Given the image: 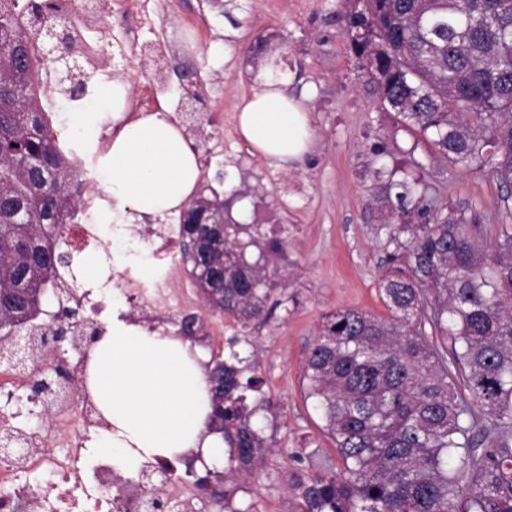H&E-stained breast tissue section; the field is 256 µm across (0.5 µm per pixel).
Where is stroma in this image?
I'll use <instances>...</instances> for the list:
<instances>
[{
	"label": "stroma",
	"instance_id": "35a3bbf8",
	"mask_svg": "<svg viewBox=\"0 0 512 512\" xmlns=\"http://www.w3.org/2000/svg\"><path fill=\"white\" fill-rule=\"evenodd\" d=\"M344 0H235L229 15L206 0H166L164 22L185 52L165 73L128 74L129 95L166 86L163 101L177 113L176 124L193 139L198 152L209 153L200 185L232 198L231 216L263 229L288 227V247L275 262L278 309L264 320L241 327L232 316L205 311V328L224 330L222 343L206 337L191 340L203 362L230 360L232 353L255 356L262 389L272 412H258L270 450L265 472L243 481L240 499L251 512H300L287 487L299 467L294 453L311 440L314 454L306 472L341 473L333 441L319 429L321 419L302 387L309 347L328 313L359 309L378 316L387 310L378 293L388 250L377 225L389 223L380 187L391 172L406 166L413 149L423 179L439 199L477 215L487 230L512 224V194L496 177L477 168L462 169L435 159L423 136L402 127L381 104L350 49L345 31ZM265 38L280 62V84L309 97L313 140L302 167L274 170L257 152H240L242 136L235 116L253 86L249 53L256 38ZM191 72L203 85V99L189 105L177 79ZM51 126L63 151H75L77 179L96 181V154L75 148L60 121L58 107L44 100Z\"/></svg>",
	"mask_w": 512,
	"mask_h": 512
}]
</instances>
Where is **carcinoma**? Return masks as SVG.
<instances>
[{"label":"carcinoma","instance_id":"cac0c4a2","mask_svg":"<svg viewBox=\"0 0 512 512\" xmlns=\"http://www.w3.org/2000/svg\"><path fill=\"white\" fill-rule=\"evenodd\" d=\"M57 10L56 0H0V47L13 51L0 55V320L28 336L48 288L64 315L58 329L70 332L78 313L67 280L75 259L62 250L76 168L40 97L43 62L66 66L39 52L36 28ZM345 19L370 28L351 51L403 126L453 165L512 184V0H358ZM381 194L397 210L378 228L397 265L379 283L388 315L329 314L303 368L343 471L296 472L291 487L303 512H512V224L487 241L477 216L437 204L422 178L389 179ZM219 201L214 192L189 202L198 223L180 221V255L206 309L245 328L283 305L271 300L265 253L284 252L288 228L261 243L257 225L215 223ZM232 358L208 365L209 429L229 445L218 473L231 484L217 496L226 505L241 470L267 464L249 422L262 379Z\"/></svg>","mask_w":512,"mask_h":512}]
</instances>
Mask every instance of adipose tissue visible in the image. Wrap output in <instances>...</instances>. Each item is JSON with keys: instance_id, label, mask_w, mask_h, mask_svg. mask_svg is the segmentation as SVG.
I'll return each mask as SVG.
<instances>
[{"instance_id": "ef3b65f1", "label": "adipose tissue", "mask_w": 512, "mask_h": 512, "mask_svg": "<svg viewBox=\"0 0 512 512\" xmlns=\"http://www.w3.org/2000/svg\"><path fill=\"white\" fill-rule=\"evenodd\" d=\"M127 88L98 86L81 111L66 113L69 136L96 145L105 117L120 119ZM251 146L278 164L303 163L311 142L308 111L287 91L264 82L237 116ZM96 171L116 207L154 217L178 211L198 183L196 153L183 131L161 112L125 123L100 155ZM191 344L159 330L113 318L88 355L84 387L105 422L93 442L119 467L193 452L206 464L224 458V440L209 432L208 378Z\"/></svg>"}]
</instances>
